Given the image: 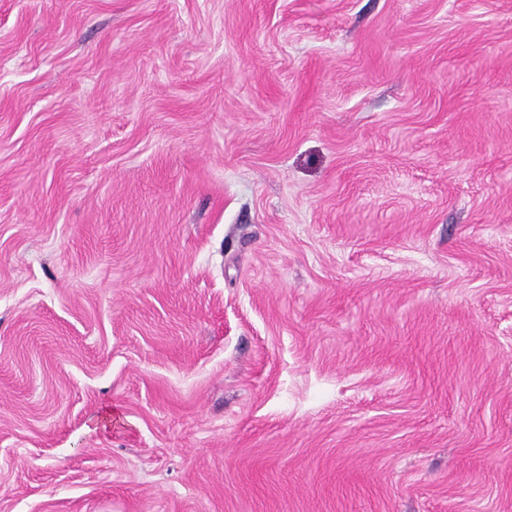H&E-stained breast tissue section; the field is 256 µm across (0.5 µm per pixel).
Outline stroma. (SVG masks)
Returning a JSON list of instances; mask_svg holds the SVG:
<instances>
[{
	"label": "stroma",
	"mask_w": 512,
	"mask_h": 512,
	"mask_svg": "<svg viewBox=\"0 0 512 512\" xmlns=\"http://www.w3.org/2000/svg\"><path fill=\"white\" fill-rule=\"evenodd\" d=\"M0 512H512V0H0Z\"/></svg>",
	"instance_id": "stroma-1"
}]
</instances>
